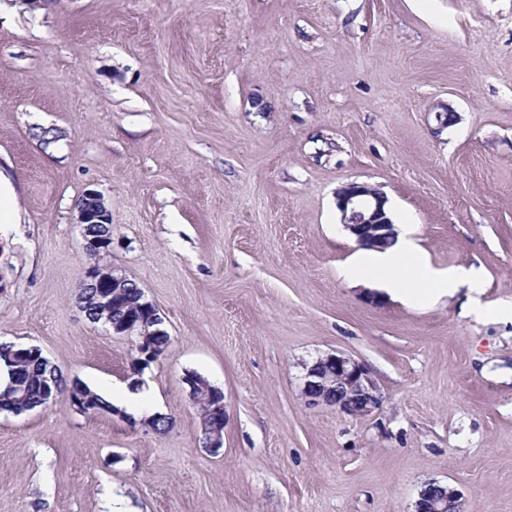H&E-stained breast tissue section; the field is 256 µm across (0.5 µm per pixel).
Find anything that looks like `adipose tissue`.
<instances>
[{
    "mask_svg": "<svg viewBox=\"0 0 512 512\" xmlns=\"http://www.w3.org/2000/svg\"><path fill=\"white\" fill-rule=\"evenodd\" d=\"M346 278L357 284L386 290L404 302H431L457 288L477 287L478 273L461 269L443 273L424 259L411 227H403L387 249L358 250L344 269Z\"/></svg>",
    "mask_w": 512,
    "mask_h": 512,
    "instance_id": "1",
    "label": "adipose tissue"
}]
</instances>
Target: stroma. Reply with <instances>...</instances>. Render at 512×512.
Here are the masks:
<instances>
[{"label": "stroma", "instance_id": "1", "mask_svg": "<svg viewBox=\"0 0 512 512\" xmlns=\"http://www.w3.org/2000/svg\"><path fill=\"white\" fill-rule=\"evenodd\" d=\"M448 105V125L436 119ZM0 344L35 346L66 397L0 412V512H413L431 480L464 512H512V0H0ZM381 186L438 269L435 303L370 301L336 192ZM112 212L113 266L170 336L131 375L130 337L76 304L75 203ZM339 351L383 395L311 408L305 364ZM224 393L219 454L184 378ZM162 407L164 433L145 419Z\"/></svg>", "mask_w": 512, "mask_h": 512}]
</instances>
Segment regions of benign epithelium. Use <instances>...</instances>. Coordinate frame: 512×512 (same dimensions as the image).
Masks as SVG:
<instances>
[{
	"mask_svg": "<svg viewBox=\"0 0 512 512\" xmlns=\"http://www.w3.org/2000/svg\"><path fill=\"white\" fill-rule=\"evenodd\" d=\"M386 204L387 196L381 188L368 183H350L340 189L336 197L344 227L362 248L383 250L395 241L396 230L386 212ZM75 211V223L81 228L86 224L112 225L109 206L103 195L94 189L85 191ZM83 248L96 251L98 262L86 269L81 287L94 290L97 302L106 305L121 289L130 287L134 279L107 261L112 252V231L83 240ZM162 322L163 318L154 309L153 302L146 300L121 322L109 323L108 328L114 334L134 338L135 371H142L161 357L149 338L159 331L158 324ZM185 383L190 388L193 402L209 401L213 404L210 416L201 418V425L204 448L216 455L224 445V395L220 389L196 375L185 377ZM301 396L310 407L334 406L353 417L371 415L383 401L380 387L371 372L342 352L325 354L305 366ZM414 512H463L462 495L449 485L428 482L418 494Z\"/></svg>",
	"mask_w": 512,
	"mask_h": 512,
	"instance_id": "1",
	"label": "benign epithelium"
}]
</instances>
